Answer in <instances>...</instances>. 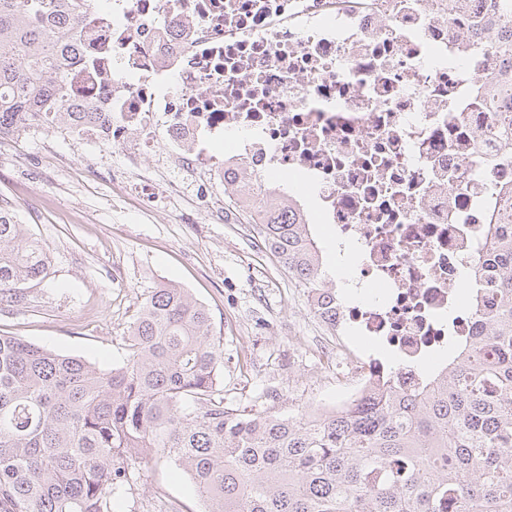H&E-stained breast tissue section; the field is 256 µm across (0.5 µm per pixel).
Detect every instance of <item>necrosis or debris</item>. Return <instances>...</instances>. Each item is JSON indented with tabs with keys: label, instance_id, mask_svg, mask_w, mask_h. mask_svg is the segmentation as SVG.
Wrapping results in <instances>:
<instances>
[{
	"label": "necrosis or debris",
	"instance_id": "necrosis-or-debris-1",
	"mask_svg": "<svg viewBox=\"0 0 512 512\" xmlns=\"http://www.w3.org/2000/svg\"><path fill=\"white\" fill-rule=\"evenodd\" d=\"M491 0H97L66 18L70 101L112 115L73 129L172 153L234 216L255 205L329 224L356 272L312 310L347 406L374 383L419 382L449 336L486 227L512 203L507 77L481 28ZM391 349L395 364L362 341Z\"/></svg>",
	"mask_w": 512,
	"mask_h": 512
}]
</instances>
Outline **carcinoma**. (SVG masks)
I'll return each instance as SVG.
<instances>
[{
  "label": "carcinoma",
  "mask_w": 512,
  "mask_h": 512,
  "mask_svg": "<svg viewBox=\"0 0 512 512\" xmlns=\"http://www.w3.org/2000/svg\"><path fill=\"white\" fill-rule=\"evenodd\" d=\"M75 2L0 0V139L105 125L66 99L76 45L61 18ZM255 232L302 285L327 287L309 225L277 213ZM49 263L1 202L0 304ZM481 271L494 300L475 294V333L442 369L411 391L386 379L317 420L226 404L209 312L172 282L145 300L108 372L0 335V512H112L151 460L178 466L205 512H512V224L492 225Z\"/></svg>",
  "instance_id": "cac0c4a2"
}]
</instances>
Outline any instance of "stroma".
<instances>
[{
	"mask_svg": "<svg viewBox=\"0 0 512 512\" xmlns=\"http://www.w3.org/2000/svg\"><path fill=\"white\" fill-rule=\"evenodd\" d=\"M195 173L145 150L130 166L118 147L74 143L31 127L0 140V201L26 236L51 254L46 279L0 308V334L109 371L123 365L125 338L160 284L186 288L209 311L224 348V399L249 414L300 417L332 410L336 367L308 288L254 242L246 217L202 207ZM156 205L143 201L144 192ZM173 462L144 467L112 499V512H204Z\"/></svg>",
	"mask_w": 512,
	"mask_h": 512,
	"instance_id": "35a3bbf8",
	"label": "stroma"
}]
</instances>
